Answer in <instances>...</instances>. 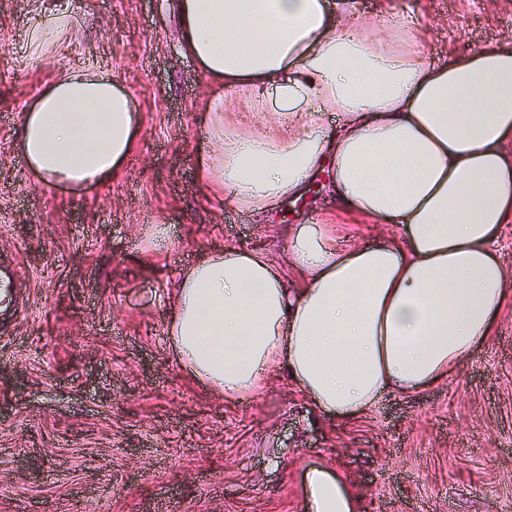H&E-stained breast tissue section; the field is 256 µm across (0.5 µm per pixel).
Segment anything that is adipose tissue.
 Listing matches in <instances>:
<instances>
[{"label": "adipose tissue", "mask_w": 512, "mask_h": 512, "mask_svg": "<svg viewBox=\"0 0 512 512\" xmlns=\"http://www.w3.org/2000/svg\"><path fill=\"white\" fill-rule=\"evenodd\" d=\"M182 52L214 83L243 87L270 132H228L213 114L206 188L226 205L275 209L321 170L360 216L396 221L377 247L344 249L329 224H302L282 259L228 246L181 270L168 342L194 381L234 401L282 371L328 415L369 412L389 392L448 378L490 338L512 297L497 258L512 220V50L483 47L444 65L404 43L412 11L388 23L357 0H174ZM68 14L36 13L32 58L55 47ZM337 117L321 129V113ZM307 114L302 128L289 122ZM140 114L111 72H62L21 116L17 152L49 184L93 188L135 145ZM302 512H359L350 482L303 477Z\"/></svg>", "instance_id": "ef3b65f1"}]
</instances>
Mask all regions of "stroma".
<instances>
[{
    "label": "stroma",
    "instance_id": "obj_1",
    "mask_svg": "<svg viewBox=\"0 0 512 512\" xmlns=\"http://www.w3.org/2000/svg\"><path fill=\"white\" fill-rule=\"evenodd\" d=\"M391 2L415 9L431 61L512 48V0ZM37 9L71 28L31 69ZM78 66L111 71L141 113L132 153L90 191L45 186L15 148L22 113ZM217 94L235 129L262 132L182 53L170 0H0V512H299L311 464L348 477L362 512H512V298L458 374L350 420L276 374L228 402L177 366L167 301L200 252L278 257L299 224L335 225L344 247L398 232L352 223L322 176L265 214L225 206L199 165Z\"/></svg>",
    "mask_w": 512,
    "mask_h": 512
}]
</instances>
